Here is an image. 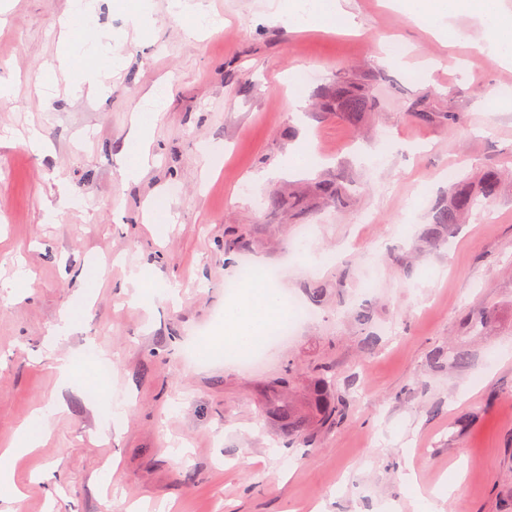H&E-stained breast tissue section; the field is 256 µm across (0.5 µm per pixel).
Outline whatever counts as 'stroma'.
Returning <instances> with one entry per match:
<instances>
[{"label": "stroma", "instance_id": "35a3bbf8", "mask_svg": "<svg viewBox=\"0 0 512 512\" xmlns=\"http://www.w3.org/2000/svg\"><path fill=\"white\" fill-rule=\"evenodd\" d=\"M220 23L197 37L169 0H140L135 32L122 0L97 24L119 62L96 94L56 66L69 0H10L0 12V449L43 411L50 434L21 457V499L0 512H413L452 469L444 512H502L512 499V65L486 52L476 14L452 19L451 46L389 0H340L349 34L300 31L271 0H203ZM315 80L296 87L299 74ZM360 81L362 120L325 109ZM161 89L145 173L117 154L145 94ZM454 122H447L448 113ZM37 128L48 151L26 143ZM300 170L286 168L296 152ZM498 191L440 225L460 193ZM330 183L336 197L309 198ZM168 203L164 226L146 207ZM238 245L225 253L224 239ZM280 271L282 297L319 307L254 366L193 349L224 322V285ZM177 288L130 302V268ZM374 271L366 284V271ZM77 311L57 355L49 333ZM483 315L480 331L472 316ZM468 352L457 368L439 349ZM331 372L339 424L311 415ZM306 416L301 435L265 414L278 378ZM119 402L102 430L97 389ZM474 414L461 425L462 414ZM182 454H174V447ZM461 482H462V473L459 471L456 473L455 476H453L448 481V488L446 486V488L442 489L441 492L434 493V499H429L422 494L418 484L416 483V481L413 478L409 477L407 480V484H408V487L410 490V497L415 506V509H417L416 511H422V512L440 511L437 508L436 500L443 499L445 494H447V492H448V497H449L451 493H453L459 489Z\"/></svg>", "mask_w": 512, "mask_h": 512}]
</instances>
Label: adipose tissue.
Listing matches in <instances>:
<instances>
[{
	"mask_svg": "<svg viewBox=\"0 0 512 512\" xmlns=\"http://www.w3.org/2000/svg\"><path fill=\"white\" fill-rule=\"evenodd\" d=\"M409 8L431 25L447 12L479 13L492 32L488 50L501 59L512 60V15L502 11L500 0H411ZM155 119V113L151 110L141 111L132 119L131 132L119 154L129 177L141 175L148 164ZM286 317L283 298L278 290L264 279H255L236 299L225 302L224 329L210 337L205 349L217 356L238 358L265 338L274 324ZM42 437V431L22 427L10 448L0 453V487L6 492L16 490L12 477L17 459L36 447Z\"/></svg>",
	"mask_w": 512,
	"mask_h": 512,
	"instance_id": "adipose-tissue-1",
	"label": "adipose tissue"
}]
</instances>
